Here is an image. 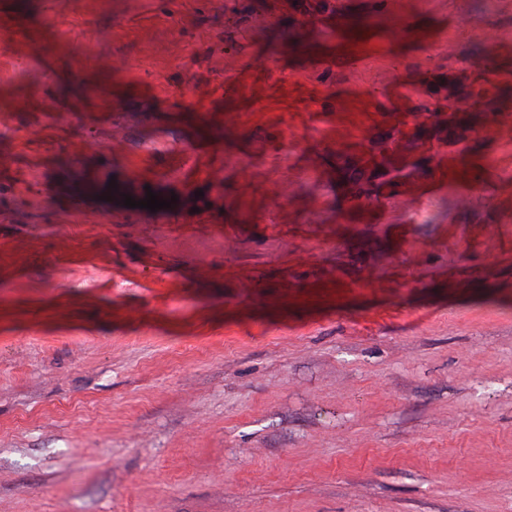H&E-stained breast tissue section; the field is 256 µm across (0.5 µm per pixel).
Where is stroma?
I'll use <instances>...</instances> for the list:
<instances>
[{
  "mask_svg": "<svg viewBox=\"0 0 512 512\" xmlns=\"http://www.w3.org/2000/svg\"><path fill=\"white\" fill-rule=\"evenodd\" d=\"M0 512H512V0H0Z\"/></svg>",
  "mask_w": 512,
  "mask_h": 512,
  "instance_id": "1",
  "label": "stroma"
}]
</instances>
